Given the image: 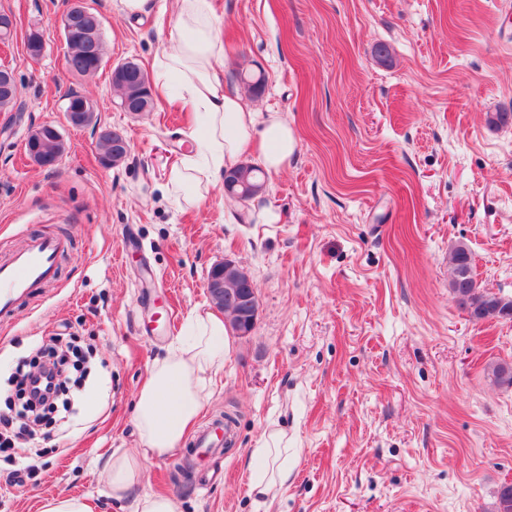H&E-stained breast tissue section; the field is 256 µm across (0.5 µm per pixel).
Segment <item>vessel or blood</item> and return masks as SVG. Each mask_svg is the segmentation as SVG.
<instances>
[{
	"instance_id": "1",
	"label": "vessel or blood",
	"mask_w": 512,
	"mask_h": 512,
	"mask_svg": "<svg viewBox=\"0 0 512 512\" xmlns=\"http://www.w3.org/2000/svg\"><path fill=\"white\" fill-rule=\"evenodd\" d=\"M69 242L56 235L28 239L0 260V320L11 318L20 300L39 294L57 276Z\"/></svg>"
}]
</instances>
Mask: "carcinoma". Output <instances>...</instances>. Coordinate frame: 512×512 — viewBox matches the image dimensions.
<instances>
[{"label":"carcinoma","instance_id":"1","mask_svg":"<svg viewBox=\"0 0 512 512\" xmlns=\"http://www.w3.org/2000/svg\"><path fill=\"white\" fill-rule=\"evenodd\" d=\"M80 26L82 21L75 19V29L70 36L65 38L67 47L68 70L78 75H93L104 62L103 32H98L97 41L84 39ZM119 98L124 99L133 96L139 109L149 112L154 106V97L151 96L150 87L137 84L130 86L123 82L113 83ZM44 128L32 132L26 142L25 149L38 148V153L43 156L46 166L54 165L65 151L61 140L52 141L43 136ZM123 133L107 131L99 136L97 148L101 161L109 165H117L122 162L127 154L114 152L112 142L124 141ZM264 186V172L255 165L241 164L224 174V187L232 195L247 193L249 197L256 196ZM474 279L472 257L469 249L461 244L457 246L451 257L449 286L457 298L459 307L467 311L470 318L481 321L488 319H512V300L505 299L485 288H465L466 280ZM492 377L495 383L501 386H512V364L507 362L497 363L492 366Z\"/></svg>","mask_w":512,"mask_h":512}]
</instances>
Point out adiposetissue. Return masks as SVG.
<instances>
[{"label": "adipose tissue", "instance_id": "adipose-tissue-1", "mask_svg": "<svg viewBox=\"0 0 512 512\" xmlns=\"http://www.w3.org/2000/svg\"><path fill=\"white\" fill-rule=\"evenodd\" d=\"M170 24L176 48L157 60V78L177 82L185 104L205 119L203 132L194 137V155L171 169L170 188L198 193L217 184L254 142L265 170L285 167L296 148L292 129L278 113L261 115L245 108L238 93L224 85L217 63L225 49L215 29L212 0H177ZM190 324L191 336L155 360L136 393L139 448L114 452L108 463L107 486L113 499H132L133 512H176L166 496L135 498L131 492L142 476L144 462L168 455L183 444L209 401L213 377L223 371L232 350L223 315L197 308ZM296 458L285 430L264 431L247 458L250 494L272 498L287 490Z\"/></svg>", "mask_w": 512, "mask_h": 512}]
</instances>
